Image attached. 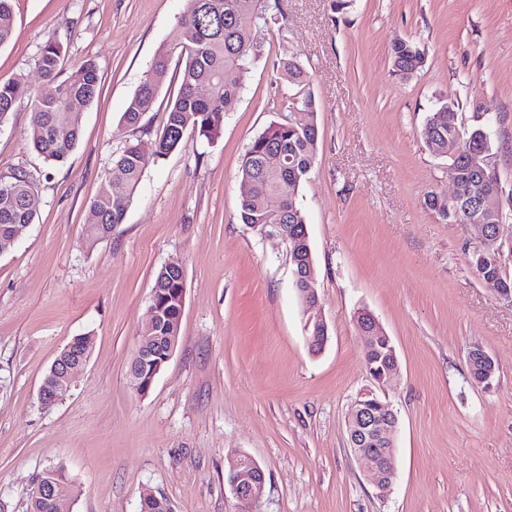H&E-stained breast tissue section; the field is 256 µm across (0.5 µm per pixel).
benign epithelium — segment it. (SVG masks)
Masks as SVG:
<instances>
[{"mask_svg":"<svg viewBox=\"0 0 512 512\" xmlns=\"http://www.w3.org/2000/svg\"><path fill=\"white\" fill-rule=\"evenodd\" d=\"M450 157L468 155L475 169L484 174L490 167L488 159L470 149L468 143L459 136L448 139ZM483 213L474 221L479 231V247L492 246L502 242L500 226L503 223L501 212L494 208L492 195H486L481 201ZM365 323H356L364 341L366 370L372 385L361 390L347 415L348 441L355 456L364 461L367 470L373 476L377 486L383 488L392 482L395 475V449L390 433L398 426V418L390 404L382 400L377 390L396 372L397 358L390 347L387 336L376 317L369 311L363 312ZM88 353L77 360H59L52 373V381L42 384L39 401L45 406L63 399L71 388L75 371L87 362ZM229 485L236 498L243 505V512H253V505L262 495L265 485V473L261 466L249 455L238 454L232 461L228 476ZM33 491L36 496L58 505L63 498L56 483L35 482Z\"/></svg>","mask_w":512,"mask_h":512,"instance_id":"obj_1","label":"benign epithelium"}]
</instances>
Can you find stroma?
<instances>
[{"instance_id":"stroma-1","label":"stroma","mask_w":512,"mask_h":512,"mask_svg":"<svg viewBox=\"0 0 512 512\" xmlns=\"http://www.w3.org/2000/svg\"><path fill=\"white\" fill-rule=\"evenodd\" d=\"M187 0H12L0 83L37 88L34 59L62 44L64 71L99 67L64 164L32 148L38 113L20 97L0 124V175L37 183L35 218L0 253V501L27 512L32 480L63 467L78 488L62 512H140L144 495L174 512H241L229 459L266 474L256 512H512V303L472 270L478 230L440 221L424 204L448 194V160L424 128L441 101L458 122L490 121L504 194H512V0H279L263 57L234 71L242 95L221 134L189 133L155 156L180 86L173 62L155 107L121 118L159 46L179 35ZM287 41H280V28ZM398 39L425 52L402 79ZM309 76L317 159L298 203L314 257L317 303L303 305L285 243L242 224L241 158L251 139L287 120L281 44ZM138 144L146 164L122 224L88 234L90 204L113 158ZM180 262V340L146 393L128 367L156 272ZM392 340L398 374L382 392L398 418L396 473L379 490L348 443L351 401L369 385L357 311ZM322 318L328 341L308 345ZM89 359L69 394L45 407L40 386L74 337ZM496 364L473 381L469 354Z\"/></svg>"}]
</instances>
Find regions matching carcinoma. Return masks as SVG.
<instances>
[{"label": "carcinoma", "instance_id": "1", "mask_svg": "<svg viewBox=\"0 0 512 512\" xmlns=\"http://www.w3.org/2000/svg\"><path fill=\"white\" fill-rule=\"evenodd\" d=\"M273 9L270 0H188V8L181 20L178 42L159 49L148 68L145 78L129 101L122 120L126 126H135L143 114L153 110L159 86L174 59L185 62L181 85L175 100L167 109L163 132L156 144L155 156L164 158L185 146V133L189 130L212 138L224 125V113L234 110L242 93L237 83L224 81V73L244 68L258 60L264 51L265 31L270 28ZM13 32L11 0H0V46L8 43ZM392 72L407 77L417 72L425 62L424 52L414 43L398 40L391 44ZM42 84L33 97L40 120L30 132L33 149L45 160L61 163L77 146L80 127L75 115L85 111L94 100L99 83L98 67L86 60L62 79L63 47L53 39L47 40L35 59ZM276 69L288 73V82L296 91L286 99L289 116L285 122L270 124L256 135L242 156L239 166L241 180L251 185V193L239 203L241 222L251 227L257 224H286L288 234L298 239L292 255L294 270L308 267L313 262L309 242L305 236L306 217L296 197L316 160L319 130L316 122L314 98L310 90L307 71L298 56L283 52ZM26 93L23 85L13 82L0 84V124L12 112L17 99ZM425 143L439 156L448 153V103L431 112L426 121ZM471 147L484 156L494 155V138L486 125L478 124L461 130ZM280 157V164L272 166L269 157ZM145 160L137 145L127 144L112 162L98 195L90 205L94 226L91 237L102 239L112 228L123 223L127 208L141 181ZM449 172L454 176L460 195V207L448 210V203L431 191L424 203L443 221L468 223L474 216L470 201L478 192L472 165L467 157L448 160ZM0 184L8 192H0V243L5 245L15 225L30 224L34 213L30 198L35 183L30 175L17 169L1 176ZM122 185L124 193L115 194L113 186ZM472 265L479 278L493 277L512 290V278L504 272L505 261L496 252L478 251L472 254ZM154 287L164 296V316L145 330L146 335L158 339L172 335L180 327V291L184 288L181 273L163 266L157 272ZM153 363L134 357L130 366V382L142 387L151 377ZM57 478L65 480L74 489L63 468L48 466L35 476L43 481Z\"/></svg>", "mask_w": 512, "mask_h": 512}]
</instances>
